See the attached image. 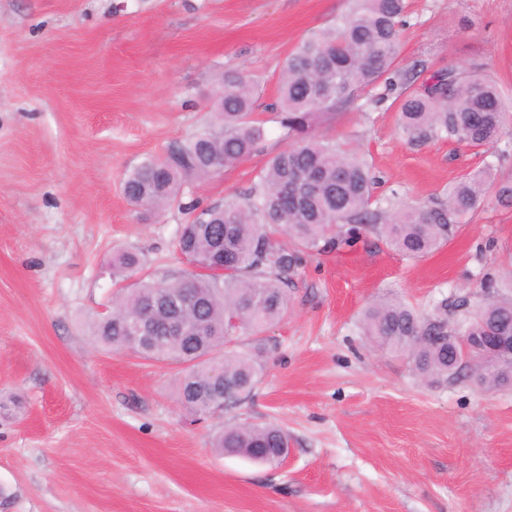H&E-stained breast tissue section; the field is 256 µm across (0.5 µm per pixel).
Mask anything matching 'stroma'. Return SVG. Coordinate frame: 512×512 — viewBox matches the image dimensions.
Instances as JSON below:
<instances>
[{
	"label": "stroma",
	"mask_w": 512,
	"mask_h": 512,
	"mask_svg": "<svg viewBox=\"0 0 512 512\" xmlns=\"http://www.w3.org/2000/svg\"><path fill=\"white\" fill-rule=\"evenodd\" d=\"M348 0H0V512H512V387H431L374 348L363 308L387 292L422 312L487 300L512 270V206L483 203L411 259L376 237L307 256L286 316L261 337L252 396L193 418L181 369L112 353L88 330L110 310L112 258L174 275L189 211L134 208L125 174L212 119L225 70L263 89L261 149L196 183L202 205L243 197L289 140L272 105L288 54ZM401 66L459 67L512 101V0H409ZM317 135L365 154L378 196L424 205L485 166L512 179V129L491 147L412 144L391 101L357 100ZM275 423V468L214 436Z\"/></svg>",
	"instance_id": "obj_1"
}]
</instances>
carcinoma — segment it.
<instances>
[{
  "label": "carcinoma",
  "mask_w": 512,
  "mask_h": 512,
  "mask_svg": "<svg viewBox=\"0 0 512 512\" xmlns=\"http://www.w3.org/2000/svg\"><path fill=\"white\" fill-rule=\"evenodd\" d=\"M406 0H351L348 12L312 32L289 55L278 80L288 147L257 174L243 201L197 209L176 240L190 269L178 275L139 279L115 299L112 309L90 325V333L113 352L182 366L178 400L193 415L213 413L251 396L263 372L265 348L232 346L243 330L257 335L288 311V276L307 253L327 245H356L375 234L392 249L424 257L448 242L454 223L492 197L512 204V181H498L486 167L466 174L441 200L425 207L374 206L379 185L368 160L356 150L316 137L312 127L323 114L353 106L358 93L380 102L398 92V124L413 143L454 139L472 147L498 141L512 123V106L489 78L450 67L413 87L412 70L398 66L399 26ZM383 92H378V89ZM259 85L237 69L224 71L223 96L210 106L214 121L186 141L133 167L124 181L131 205L165 212L193 183L214 177L250 157L265 131L253 119ZM282 232L291 246L276 238ZM143 269L140 259L123 253L112 260V278L128 279ZM182 304L186 323L197 336L166 331V315L148 311L160 295ZM149 315L151 335L132 346L125 319ZM481 317L490 333L512 332V296L501 294L478 305L455 329L466 334ZM363 334L381 349L407 360L415 374L435 386L458 381L448 373L459 346L448 344V300L423 314L391 296L371 302L362 315ZM423 344L416 347L412 338ZM289 440L273 423L224 428L214 447L226 455L278 465L275 449Z\"/></svg>",
  "instance_id": "cac0c4a2"
}]
</instances>
